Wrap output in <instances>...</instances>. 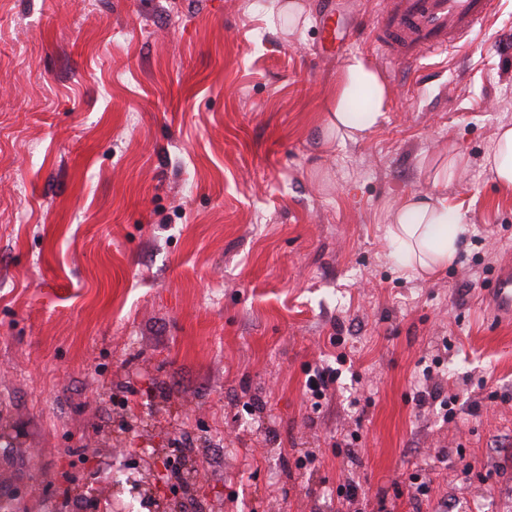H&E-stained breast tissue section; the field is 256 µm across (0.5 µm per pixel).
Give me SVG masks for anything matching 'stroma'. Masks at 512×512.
<instances>
[{"mask_svg": "<svg viewBox=\"0 0 512 512\" xmlns=\"http://www.w3.org/2000/svg\"><path fill=\"white\" fill-rule=\"evenodd\" d=\"M0 0V489L18 512H512V0L394 65L387 122L324 143L323 103L386 0ZM467 167L430 173L447 150ZM440 191L448 269L402 270L395 202ZM341 376L321 407L305 381ZM454 415L418 403L424 380ZM191 433L186 480L129 492ZM362 499L338 495L346 479ZM431 494L420 506L417 483ZM282 1L277 6L278 15L283 19L281 27L283 34L295 32L309 21L308 13L303 0H276ZM485 166L499 186L512 188V126L499 128L494 149L487 155ZM466 164L467 159L463 154L449 151L448 160H445L434 169L433 186H447L448 181L453 180L459 170L465 167ZM486 302L498 316L512 319V265L504 266L496 280L495 287L486 296Z\"/></svg>", "mask_w": 512, "mask_h": 512, "instance_id": "35a3bbf8", "label": "stroma"}]
</instances>
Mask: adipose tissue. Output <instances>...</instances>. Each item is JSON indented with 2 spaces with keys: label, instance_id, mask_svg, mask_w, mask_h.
Here are the masks:
<instances>
[{
  "label": "adipose tissue",
  "instance_id": "obj_1",
  "mask_svg": "<svg viewBox=\"0 0 512 512\" xmlns=\"http://www.w3.org/2000/svg\"><path fill=\"white\" fill-rule=\"evenodd\" d=\"M390 89L379 72L360 56L344 63L321 116L326 142H357L382 126L388 115ZM463 218L437 194H412L390 215L387 234L404 266L418 274L448 267L457 254Z\"/></svg>",
  "mask_w": 512,
  "mask_h": 512
}]
</instances>
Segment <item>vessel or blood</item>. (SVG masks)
I'll list each match as a JSON object with an SVG mask.
<instances>
[{"label":"vessel or blood","mask_w":512,"mask_h":512,"mask_svg":"<svg viewBox=\"0 0 512 512\" xmlns=\"http://www.w3.org/2000/svg\"><path fill=\"white\" fill-rule=\"evenodd\" d=\"M499 0H388L376 23L385 62L407 65L470 44L497 13ZM498 316L512 319V265L504 266L486 297Z\"/></svg>","instance_id":"b4317fda"}]
</instances>
